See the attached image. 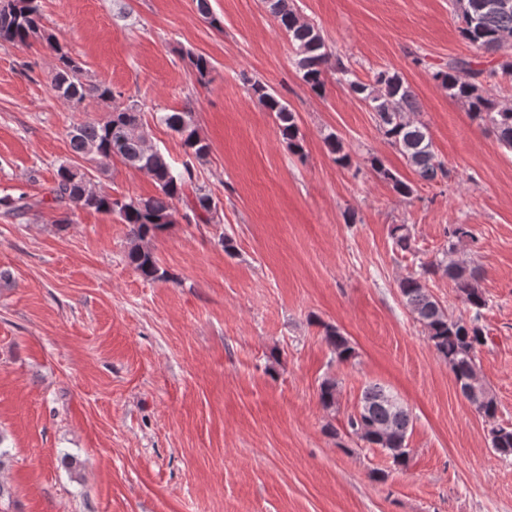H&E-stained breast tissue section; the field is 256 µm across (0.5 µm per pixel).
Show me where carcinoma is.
Returning <instances> with one entry per match:
<instances>
[{
    "label": "carcinoma",
    "instance_id": "1",
    "mask_svg": "<svg viewBox=\"0 0 512 512\" xmlns=\"http://www.w3.org/2000/svg\"><path fill=\"white\" fill-rule=\"evenodd\" d=\"M266 2L288 36L298 71L311 92L321 95L328 72L335 71L338 81L373 112L378 131L404 157L419 181L430 184L448 178V168L436 154L427 126L407 118V113L417 111L418 104L411 87L398 72L381 69L374 72L372 82L361 81L326 44L320 30L303 18L295 0ZM485 2L487 0H451V5L461 38L475 49L493 55L512 43V0H506V6L487 8L483 7ZM38 40L46 41L56 52L57 64L50 87L59 98L75 110L84 108L91 99L112 102V88L87 80L82 62L47 32L39 0H0V47H29ZM186 57L196 81L208 82L213 69L211 61L189 51ZM498 77L512 78L511 55L489 70L476 68L465 59L450 58L432 72V78L448 91V96L466 106L472 121L493 132L498 143L511 150L512 103L500 101L485 89L487 83ZM252 90L259 105L274 115L288 149L295 154L302 153L300 129L287 102L258 82L252 84ZM159 120L181 137L185 160L179 168L173 166L160 149L147 144L143 111L135 102L115 106L104 121L84 123L68 133L70 148L76 156L95 162L102 172L112 161L118 160L148 176L157 188L155 195L114 197L96 188L88 172L72 164L59 165L55 180L48 188L51 202L59 207L119 216L122 223L129 226V263L143 278L153 281L168 279L167 270L160 266L151 248L154 239L181 220L187 224H215L219 219V202L198 183L197 164L210 154L211 147L198 131L194 111L188 107L165 112L159 115ZM325 144L337 162L349 163V155L335 134L327 135ZM369 162L397 194L408 197L414 193L412 184L386 168L379 158L373 156ZM42 203L43 200H34L25 193L0 197V208L11 218H22ZM447 234L446 254L439 260L420 264V270L400 279L398 288L406 307L448 365L463 396L467 398L469 392L477 391L479 398L471 404L479 415L493 420L498 413V403L480 382L476 367V354L488 339L481 323L482 310L488 300L476 284L477 270L462 260L450 258L461 244L475 242V236L467 224H454ZM391 239L397 250L413 251L414 236L408 225L393 226ZM437 275L447 278L456 289L471 312L469 317L449 313L430 292L427 281ZM324 335L339 361L347 362L355 356L350 342L338 328L326 325ZM337 387L333 378H325L319 384L318 398L324 409H336ZM393 397L395 394L381 384L365 386L358 404L361 414L351 413L347 426L360 440L385 449L393 466L401 469L409 461L408 438L413 422L406 407L387 403V399ZM490 444L500 456L512 458V428L491 427Z\"/></svg>",
    "mask_w": 512,
    "mask_h": 512
}]
</instances>
